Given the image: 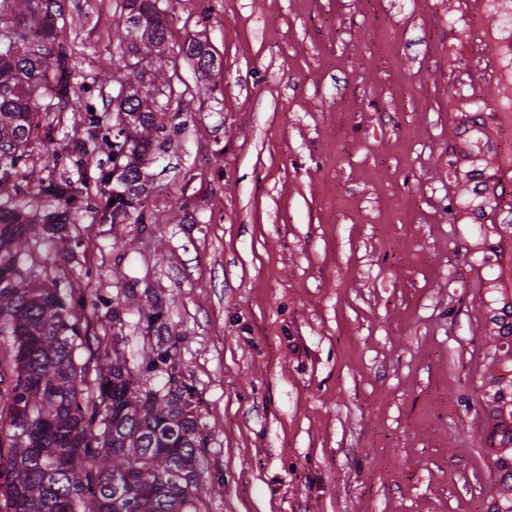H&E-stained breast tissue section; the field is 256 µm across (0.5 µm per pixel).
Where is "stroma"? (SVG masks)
I'll list each match as a JSON object with an SVG mask.
<instances>
[{
	"mask_svg": "<svg viewBox=\"0 0 512 512\" xmlns=\"http://www.w3.org/2000/svg\"><path fill=\"white\" fill-rule=\"evenodd\" d=\"M124 0H64L78 82L115 110ZM157 95L176 125L156 221L102 219L89 182L44 255L79 276L87 334L142 347L127 289H151L201 400L224 485L206 512H493L492 290L512 257V185L492 158L512 112L498 0H169ZM205 45L216 66L186 56ZM26 182L93 176L65 157L86 121L50 108ZM132 241L135 250L116 248Z\"/></svg>",
	"mask_w": 512,
	"mask_h": 512,
	"instance_id": "35a3bbf8",
	"label": "stroma"
}]
</instances>
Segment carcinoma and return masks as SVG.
I'll return each mask as SVG.
<instances>
[{"instance_id": "obj_1", "label": "carcinoma", "mask_w": 512, "mask_h": 512, "mask_svg": "<svg viewBox=\"0 0 512 512\" xmlns=\"http://www.w3.org/2000/svg\"><path fill=\"white\" fill-rule=\"evenodd\" d=\"M158 0H126L112 22L119 45L135 61L124 65L126 95L116 110L112 167L96 180L102 211L152 219L144 169L170 132L141 89L139 54L166 43L165 9ZM62 0H0V169L23 173L27 144L39 127L40 97L73 100L87 114L86 135L68 143L75 162L101 134L92 94L79 95L75 52L55 29ZM187 55L209 70L213 56L199 45ZM28 184L0 197V512H204L206 495L224 486L203 448L205 425L193 384L169 331L165 303L132 290L144 336L140 359L128 361L114 342L84 361L86 327L74 307L87 298L46 264L42 247L69 240L65 225L30 218ZM36 195L72 208L82 187L71 179L41 183ZM165 383L157 386L154 379ZM208 476L209 484L203 483Z\"/></svg>"}]
</instances>
